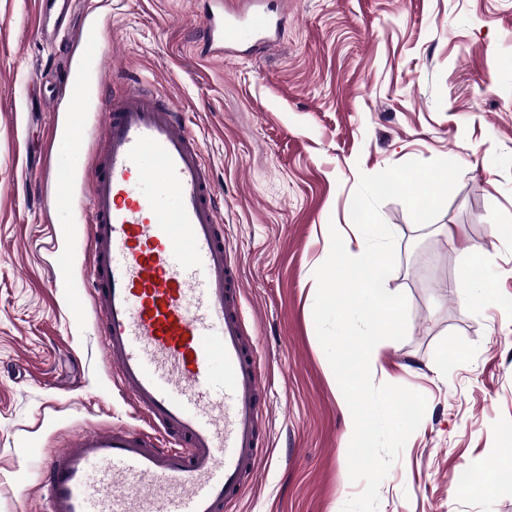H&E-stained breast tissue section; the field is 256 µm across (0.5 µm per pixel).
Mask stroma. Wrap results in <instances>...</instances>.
<instances>
[{"label": "stroma", "instance_id": "obj_1", "mask_svg": "<svg viewBox=\"0 0 512 512\" xmlns=\"http://www.w3.org/2000/svg\"><path fill=\"white\" fill-rule=\"evenodd\" d=\"M36 0H0V512H44L42 461L79 432L147 427L110 377L88 290L82 194L52 200L57 156L82 173L108 89L82 47L39 36ZM71 29L105 27L102 67L173 98L223 199L224 238L259 342L268 419L257 476L232 512H342L351 481L340 387L315 329V270L351 217L361 174L410 161L463 167L441 213L420 226L390 200L385 288L405 294L404 340L375 384L423 394L424 418L379 488L378 512H512L494 475L512 448V0H288L260 48L200 55L193 0H76ZM85 80L84 102L62 90ZM77 118L83 143L62 138ZM462 225L493 292L464 302ZM441 232L448 238V243L457 248L468 259L467 271L474 265H484L486 257L483 251L476 250L466 239L463 228L457 224L442 225Z\"/></svg>", "mask_w": 512, "mask_h": 512}]
</instances>
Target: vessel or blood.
<instances>
[{
    "label": "vessel or blood",
    "mask_w": 512,
    "mask_h": 512,
    "mask_svg": "<svg viewBox=\"0 0 512 512\" xmlns=\"http://www.w3.org/2000/svg\"><path fill=\"white\" fill-rule=\"evenodd\" d=\"M284 13L205 12L208 51L276 34ZM87 174L92 263L113 381L148 419L46 458L45 512H220L265 444L258 343L199 141L172 100L113 76Z\"/></svg>",
    "instance_id": "vessel-or-blood-1"
}]
</instances>
